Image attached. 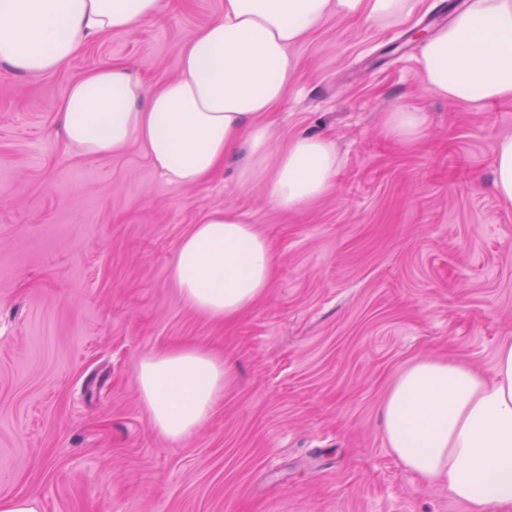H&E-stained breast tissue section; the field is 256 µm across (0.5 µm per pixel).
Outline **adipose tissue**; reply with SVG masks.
I'll return each instance as SVG.
<instances>
[{
    "label": "adipose tissue",
    "mask_w": 512,
    "mask_h": 512,
    "mask_svg": "<svg viewBox=\"0 0 512 512\" xmlns=\"http://www.w3.org/2000/svg\"><path fill=\"white\" fill-rule=\"evenodd\" d=\"M161 0H0V61L20 73L59 70L97 36L153 19ZM416 0H224L179 58V74L153 91L126 67L91 70L60 105L68 143L95 157L140 141L169 182L196 185L229 160L241 188L265 184L271 204L293 209L329 192L339 159L330 140L291 137L277 147L269 121L298 72L294 46L331 15L377 28L404 21ZM423 86L459 104L512 100V0H470L420 47ZM426 116L403 104L385 118L405 143ZM275 265L268 239L240 213L211 210L181 240L170 279L184 303L231 321L266 292ZM140 399L154 429L172 441L206 423L232 383L206 348L177 346L144 356ZM383 436L413 476L443 484L471 512H512V343L491 373L453 359L405 368L381 408Z\"/></svg>",
    "instance_id": "1"
}]
</instances>
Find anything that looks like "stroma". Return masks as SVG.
Listing matches in <instances>:
<instances>
[{
  "label": "stroma",
  "instance_id": "1",
  "mask_svg": "<svg viewBox=\"0 0 512 512\" xmlns=\"http://www.w3.org/2000/svg\"><path fill=\"white\" fill-rule=\"evenodd\" d=\"M455 0H418L383 30L330 17L296 45L298 75L271 118L279 142L333 141L330 192L293 210L234 163L168 182L140 142L110 158L68 146L60 105L85 72L126 65L148 88L179 73L224 0H162L60 70L0 63V497L38 512H470L402 469L380 408L427 357L490 372L512 342V202L493 187L512 100L458 105L422 87L412 32ZM424 112L408 145L383 117ZM272 242L273 280L235 322L186 306L170 279L182 238L212 209ZM201 345L235 382L199 432L161 437L139 399L148 353Z\"/></svg>",
  "mask_w": 512,
  "mask_h": 512
}]
</instances>
